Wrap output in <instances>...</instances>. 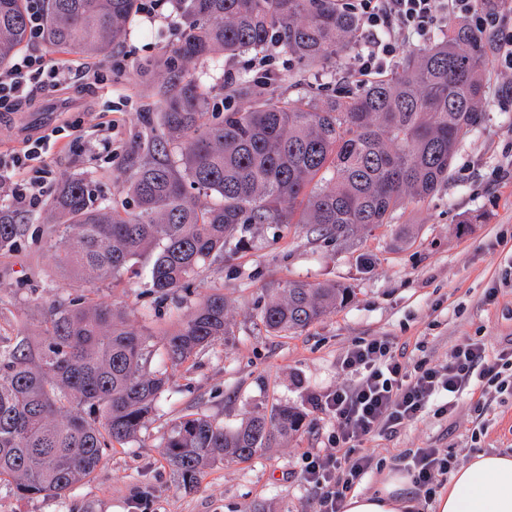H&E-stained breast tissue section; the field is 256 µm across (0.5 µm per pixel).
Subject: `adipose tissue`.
<instances>
[{
  "label": "adipose tissue",
  "instance_id": "adipose-tissue-1",
  "mask_svg": "<svg viewBox=\"0 0 512 512\" xmlns=\"http://www.w3.org/2000/svg\"><path fill=\"white\" fill-rule=\"evenodd\" d=\"M409 478L392 471L378 491L350 494L344 512H408ZM434 512H512V454H474L452 474Z\"/></svg>",
  "mask_w": 512,
  "mask_h": 512
}]
</instances>
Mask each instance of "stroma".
I'll use <instances>...</instances> for the list:
<instances>
[{"label":"stroma","mask_w":512,"mask_h":512,"mask_svg":"<svg viewBox=\"0 0 512 512\" xmlns=\"http://www.w3.org/2000/svg\"><path fill=\"white\" fill-rule=\"evenodd\" d=\"M180 36L173 0L161 15L137 13L121 44L107 59L81 57L88 74L69 87L42 89L30 104L0 116V149L45 135L69 120L82 144L57 146L46 163L52 171L40 206L19 214L25 234L14 249L0 251V338L24 334L40 340L46 307L79 293L82 285L59 271L49 244L50 203L59 186L92 178L102 193L121 203L135 144L159 135L160 115L146 106L152 77L136 67L163 60ZM248 74L284 100L298 94L294 79L316 94L350 81L346 66L335 77L285 55L280 47L261 54L227 56L218 65L197 64L195 77L212 87L211 109L236 108L240 99L223 88L229 77ZM482 120L461 139L446 183L434 195L409 204L392 223L329 241L300 225L254 224L236 234L222 257L208 261L178 296L158 300L145 275L127 285L99 283L97 301L126 308L133 325L151 334L177 327L213 293L228 300L231 334L193 355L157 401L137 438L107 450L98 470L62 498L21 497L0 485V512H310L314 492L300 479L304 456L332 446L336 423L314 399L352 382L340 361L355 342L374 337L405 346L413 360L446 362L455 346L480 341L488 353L512 344V73L493 60L484 67ZM112 111V130L99 126ZM407 239H400L402 226ZM300 280L335 283L351 290L343 307L307 329L268 333L257 318L266 295ZM495 302H487L489 292ZM484 416L473 411L475 395L460 396L445 416L426 412L391 438L362 446L382 458L383 469L361 482L377 490L386 471H405L401 455L436 448L466 461L479 452H512V391L490 392ZM292 406L305 415L303 430L248 461L219 460L187 486L169 465L164 444L176 421L204 414L225 428L246 417Z\"/></svg>","instance_id":"obj_1"}]
</instances>
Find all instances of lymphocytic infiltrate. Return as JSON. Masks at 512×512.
<instances>
[{
  "label": "lymphocytic infiltrate",
  "instance_id": "f902f5d3",
  "mask_svg": "<svg viewBox=\"0 0 512 512\" xmlns=\"http://www.w3.org/2000/svg\"><path fill=\"white\" fill-rule=\"evenodd\" d=\"M344 5L359 22L357 49L349 62L358 81L386 73L405 40H428L451 19L485 37L495 62L512 70V28L507 25L512 0H344ZM82 75L79 65L22 56L0 73V112L18 109L36 87H59ZM55 146V139L40 136L28 140L22 150L0 153V197L7 198L16 212L41 203L48 175L44 161ZM28 168L39 179L23 188L17 175ZM341 368L354 374V381L315 401L336 422L333 448L322 456L307 455L301 473L315 492L314 512H342L348 493L375 469L373 455L360 449V441L391 435L429 410L450 414L458 397L473 386L507 387L504 373L512 371V346L491 357L483 343L472 342L454 347L447 363L432 365L408 361L393 342L374 338L349 348ZM455 465L452 455L420 448L413 452L407 471L413 484L429 494Z\"/></svg>",
  "mask_w": 512,
  "mask_h": 512
}]
</instances>
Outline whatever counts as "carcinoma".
<instances>
[{"label": "carcinoma", "mask_w": 512, "mask_h": 512, "mask_svg": "<svg viewBox=\"0 0 512 512\" xmlns=\"http://www.w3.org/2000/svg\"><path fill=\"white\" fill-rule=\"evenodd\" d=\"M177 2L181 38L148 94L160 106L162 136L131 152L125 204L99 199L85 178L64 183L51 202L58 268L88 288L49 304L39 347L27 336L0 345V482L23 497H60L94 474L106 449L137 438L172 373L230 335L228 302L213 292L163 334L171 372L153 371V335L125 310L91 299L97 283L116 288L143 267L153 292L166 298L188 288L196 269L223 256L247 225L305 224L333 241L389 224L448 181L461 136L482 118V40L452 21L390 75L325 98L305 91L291 102L239 77L232 96L245 107L211 117L208 91L192 74L198 62L260 53L275 34L305 66L332 67L355 46L358 21L339 0ZM137 5L44 0L43 41L53 51L106 58ZM28 37L27 0H0V70ZM23 233L0 208V250ZM350 297L351 289L334 283L291 281L268 297L259 319L275 335L298 332ZM304 421L288 406L233 430L190 415L175 423L164 448L173 471L192 485L206 465L250 460Z\"/></svg>", "instance_id": "1"}]
</instances>
